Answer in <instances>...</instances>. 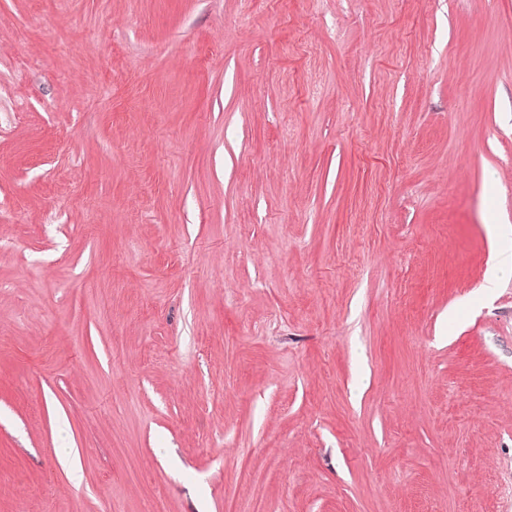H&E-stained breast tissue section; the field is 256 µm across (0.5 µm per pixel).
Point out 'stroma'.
<instances>
[{"label":"stroma","instance_id":"stroma-1","mask_svg":"<svg viewBox=\"0 0 512 512\" xmlns=\"http://www.w3.org/2000/svg\"><path fill=\"white\" fill-rule=\"evenodd\" d=\"M499 251L512 0H0V512H512Z\"/></svg>","mask_w":512,"mask_h":512}]
</instances>
